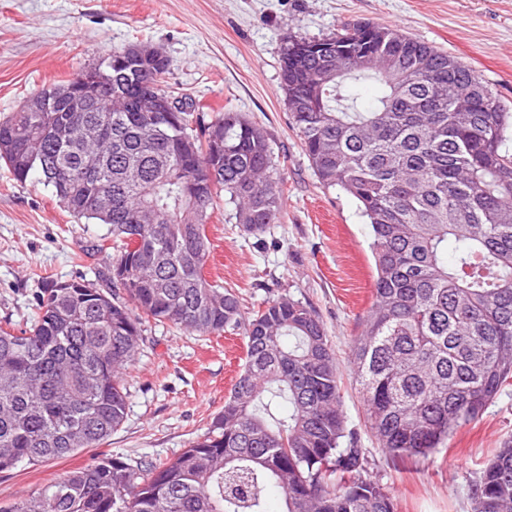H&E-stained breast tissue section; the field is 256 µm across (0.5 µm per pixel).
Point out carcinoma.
<instances>
[{
	"label": "carcinoma",
	"instance_id": "carcinoma-1",
	"mask_svg": "<svg viewBox=\"0 0 512 512\" xmlns=\"http://www.w3.org/2000/svg\"><path fill=\"white\" fill-rule=\"evenodd\" d=\"M367 66L324 69L309 39L290 37L280 84L320 183L355 198L371 228L373 302L352 360L366 419L394 458L425 457L512 383V112L451 55L372 23L325 36ZM110 77L91 112H16L0 122V161L36 175L77 218L108 224L112 284H55L37 316L0 327V472L103 445L125 421L121 374L143 320L199 335L234 331L236 294L203 269L216 199L253 234L280 221L274 151L239 112L181 99L172 120L139 109L174 97L167 69L137 64ZM379 87L357 108L360 83ZM246 362L224 413L173 460L123 457L65 473L0 512H394L361 476L367 459L346 432L334 351L309 306L281 295L248 320ZM470 512H512V438L472 485Z\"/></svg>",
	"mask_w": 512,
	"mask_h": 512
}]
</instances>
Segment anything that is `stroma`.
<instances>
[{"label": "stroma", "instance_id": "35a3bbf8", "mask_svg": "<svg viewBox=\"0 0 512 512\" xmlns=\"http://www.w3.org/2000/svg\"><path fill=\"white\" fill-rule=\"evenodd\" d=\"M356 21L447 51L512 112V0H0V121L43 87L146 44L168 57L169 86L206 115L239 112L262 128L279 161L282 217L253 235L218 204L206 226V277L235 291L247 319L283 294L315 310L336 355L346 429L368 460L364 475L386 487L395 512H470L481 467L512 437V384L426 458L396 460L379 448L351 363L374 288L369 227L352 197L315 176L280 85L287 37L319 38ZM115 254L110 225L74 217L51 188L34 177L17 181L0 163V323L33 322L48 281L110 288ZM246 344L242 328L197 336L146 323L124 377L122 426L102 448L0 473V501L105 452L133 464L176 458L223 412Z\"/></svg>", "mask_w": 512, "mask_h": 512}]
</instances>
